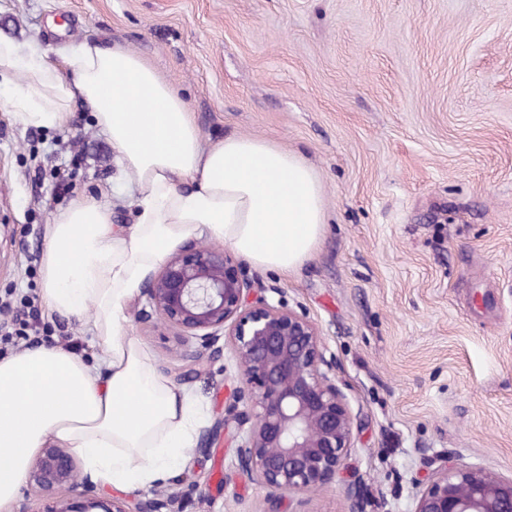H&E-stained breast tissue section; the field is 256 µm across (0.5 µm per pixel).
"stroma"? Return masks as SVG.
<instances>
[{
	"mask_svg": "<svg viewBox=\"0 0 512 512\" xmlns=\"http://www.w3.org/2000/svg\"><path fill=\"white\" fill-rule=\"evenodd\" d=\"M0 38L62 74L80 43L121 44L175 86L204 143L257 136L313 166L326 223L311 259L245 270L319 326L366 512H407L442 456L512 473V0H0ZM81 198L134 222L88 108L49 130L0 109V295L41 294L46 227ZM145 305L127 302L128 336L194 397L201 428L237 423L232 355L190 361L191 340L138 322ZM236 446L229 432L186 448L161 488L183 512H288Z\"/></svg>",
	"mask_w": 512,
	"mask_h": 512,
	"instance_id": "obj_1",
	"label": "stroma"
}]
</instances>
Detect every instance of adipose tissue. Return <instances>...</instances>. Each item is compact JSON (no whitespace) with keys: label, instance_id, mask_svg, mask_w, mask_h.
<instances>
[{"label":"adipose tissue","instance_id":"obj_1","mask_svg":"<svg viewBox=\"0 0 512 512\" xmlns=\"http://www.w3.org/2000/svg\"><path fill=\"white\" fill-rule=\"evenodd\" d=\"M59 76L36 46L0 40V109L23 126H61L90 105L134 194L135 222L113 230L112 206L77 200L50 225L42 292L66 316L92 314L91 365L38 347L0 358V506L12 502L45 443L74 448L97 481L140 488L168 477L193 441L197 408L125 332L145 275L203 228L254 266L288 273L311 256L326 222L324 190L298 153L231 134L203 146L174 86L130 49L85 42Z\"/></svg>","mask_w":512,"mask_h":512}]
</instances>
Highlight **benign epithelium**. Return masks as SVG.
I'll list each match as a JSON object with an SVG mask.
<instances>
[{
    "instance_id": "benign-epithelium-1",
    "label": "benign epithelium",
    "mask_w": 512,
    "mask_h": 512,
    "mask_svg": "<svg viewBox=\"0 0 512 512\" xmlns=\"http://www.w3.org/2000/svg\"><path fill=\"white\" fill-rule=\"evenodd\" d=\"M265 292L251 287L224 248L189 238L148 278L140 319L156 314L194 339L195 360L231 351L237 383L228 408L250 424L237 431L238 466L269 497L300 512L294 505L302 496L338 478L348 512H363L359 488L346 479L357 435L334 358L306 311ZM27 483L43 502L40 512H182L168 489L132 505L100 496L74 451L50 442L33 459ZM408 512H512V474L443 458L427 482L415 483Z\"/></svg>"
}]
</instances>
